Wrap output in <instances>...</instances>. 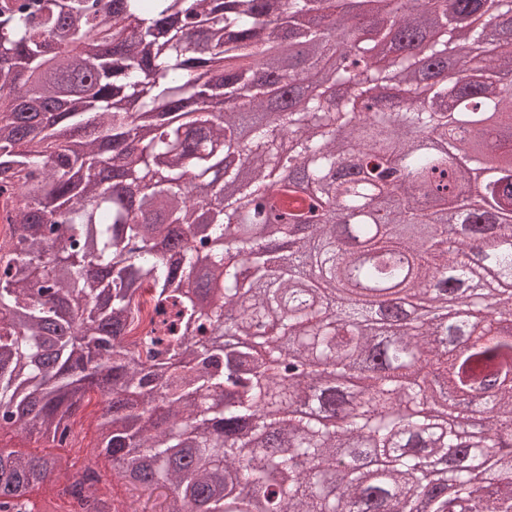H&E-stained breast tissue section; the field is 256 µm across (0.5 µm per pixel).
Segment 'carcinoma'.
<instances>
[{"label":"carcinoma","instance_id":"obj_1","mask_svg":"<svg viewBox=\"0 0 512 512\" xmlns=\"http://www.w3.org/2000/svg\"><path fill=\"white\" fill-rule=\"evenodd\" d=\"M110 2L0 0V195L18 198L0 240V429L62 446L98 394L119 411L96 447L142 494L170 490L159 512H423L426 496L488 512L484 488L512 495V0H372L364 31L348 0ZM290 37L302 49L285 56ZM462 39L476 76L450 98L438 77ZM336 58L343 104L267 103L268 78L292 91ZM242 91L252 111L211 110ZM459 121L497 156L462 147ZM431 132L445 149L409 151ZM242 153L246 175L227 162ZM479 159L490 174L470 187ZM398 165L417 184L401 198ZM288 236L304 246L276 264ZM341 239L367 289L404 304L348 295ZM469 282L482 320L414 314ZM147 295L159 319L132 341ZM388 316L400 334L382 338ZM459 393L483 407L478 435L448 421ZM438 400L443 419L422 411ZM64 467L0 448V512H33ZM104 484L86 465L61 492L73 512H118Z\"/></svg>","mask_w":512,"mask_h":512}]
</instances>
